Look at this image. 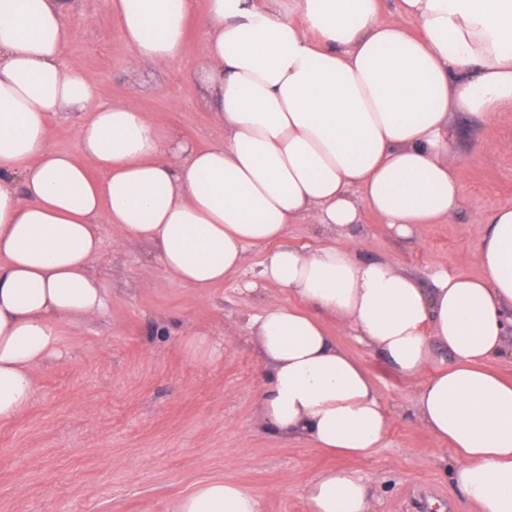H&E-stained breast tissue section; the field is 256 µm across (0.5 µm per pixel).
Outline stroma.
I'll list each match as a JSON object with an SVG mask.
<instances>
[{
	"label": "stroma",
	"instance_id": "obj_1",
	"mask_svg": "<svg viewBox=\"0 0 512 512\" xmlns=\"http://www.w3.org/2000/svg\"><path fill=\"white\" fill-rule=\"evenodd\" d=\"M68 21L73 37L62 60L90 73L96 90L87 111L51 113L52 146L76 151V130L90 111L131 96L155 124L197 145L222 139L189 76L206 54L197 26L189 28L182 60L146 67L105 0H75ZM453 125L461 150L482 146L461 163L455 217L417 225L406 238L368 211L353 228L362 257H393L426 285L443 269L479 274L485 227L473 218L512 205V110L489 124L459 112ZM99 234L92 273L109 309L64 327L63 355L37 370L33 405L0 427V512H170L174 500L212 478L246 486L261 497L263 512H307V485L338 465L367 482L372 512H477L451 481L448 442L414 413L416 382L333 319H325L327 331L364 363L391 414L381 447L341 459L257 424L260 369L246 319L292 303L272 284L246 290L264 248L249 247L243 268L202 297L171 279L151 243L119 238L110 224ZM199 330L218 340L214 358L187 350L185 337Z\"/></svg>",
	"mask_w": 512,
	"mask_h": 512
}]
</instances>
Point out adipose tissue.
I'll return each mask as SVG.
<instances>
[{"instance_id": "adipose-tissue-1", "label": "adipose tissue", "mask_w": 512, "mask_h": 512, "mask_svg": "<svg viewBox=\"0 0 512 512\" xmlns=\"http://www.w3.org/2000/svg\"><path fill=\"white\" fill-rule=\"evenodd\" d=\"M108 0L137 60H180L197 19L208 45L198 73L223 141L199 148L134 102L97 108L79 152L50 145L48 116L82 110L94 81L64 65L72 31L59 0H0V426L27 410L35 369L60 358L62 323L106 314L90 264L99 220L151 241L179 285L207 296L270 245L256 280L297 298L248 320L263 429L330 453L380 447L390 415L364 364L323 319L416 380L415 412L455 452L451 480L479 512H512V383L488 369L512 335V205L488 225L476 276L431 287L388 257L362 258L350 230L363 212L396 235L451 219L460 163L451 116L490 123L512 108V0ZM417 22L410 33L406 20ZM311 218L331 241L280 245ZM370 488L346 468L307 486V512H370ZM172 512H262L220 478Z\"/></svg>"}]
</instances>
